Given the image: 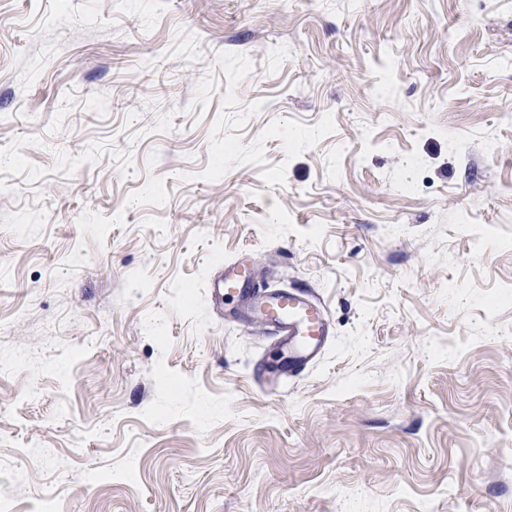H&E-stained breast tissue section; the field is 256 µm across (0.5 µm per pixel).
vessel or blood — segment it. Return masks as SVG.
<instances>
[{
  "mask_svg": "<svg viewBox=\"0 0 512 512\" xmlns=\"http://www.w3.org/2000/svg\"><path fill=\"white\" fill-rule=\"evenodd\" d=\"M208 288L213 301L232 304L242 319L263 322L276 338L284 362L257 378L268 394H279L287 380L316 363L330 343L333 331L322 303L303 291L260 289L251 254L225 262L210 278Z\"/></svg>",
  "mask_w": 512,
  "mask_h": 512,
  "instance_id": "vessel-or-blood-1",
  "label": "vessel or blood"
}]
</instances>
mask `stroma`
<instances>
[{"label": "stroma", "mask_w": 512, "mask_h": 512, "mask_svg": "<svg viewBox=\"0 0 512 512\" xmlns=\"http://www.w3.org/2000/svg\"><path fill=\"white\" fill-rule=\"evenodd\" d=\"M0 155V512H512V0H0ZM211 299L223 305L234 304V317L226 323L256 319L267 325L284 355L280 368H266L256 379L268 394H279L288 378H296L326 351L333 331L322 303L304 291L260 290L250 253L224 262L208 281Z\"/></svg>", "instance_id": "obj_1"}]
</instances>
